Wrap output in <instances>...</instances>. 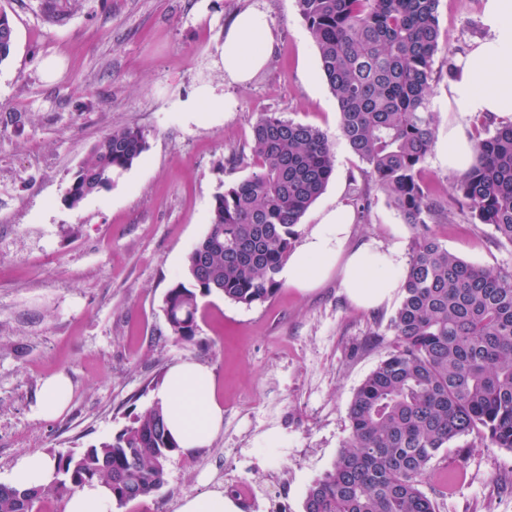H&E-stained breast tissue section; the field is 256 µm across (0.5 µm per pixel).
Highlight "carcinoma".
<instances>
[{
  "label": "carcinoma",
  "instance_id": "cac0c4a2",
  "mask_svg": "<svg viewBox=\"0 0 512 512\" xmlns=\"http://www.w3.org/2000/svg\"><path fill=\"white\" fill-rule=\"evenodd\" d=\"M77 0H40L45 18L64 22ZM314 41L321 76L337 102L340 135L404 223L414 229L402 298L386 332L384 360L348 408L350 436L331 468L309 486L303 512H436L421 486L432 461L475 436L512 451V271L472 265L433 231L446 208L434 202L421 170L434 141V57L447 50L440 0H295ZM15 34L0 11V65ZM472 162L456 173L450 200L512 244V121L481 122ZM255 171L214 196L205 238L187 255L183 279L164 303L171 335L196 336L201 299L218 294L246 307L270 300L293 250L297 226L335 170L326 132L276 112L262 114L249 144ZM146 150L141 130L111 129L74 172L71 209L112 186ZM179 450L160 402L98 444L58 453L49 490L0 484V512H42L95 481L117 508L141 502L165 481Z\"/></svg>",
  "mask_w": 512,
  "mask_h": 512
}]
</instances>
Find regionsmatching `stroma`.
Masks as SVG:
<instances>
[{
	"label": "stroma",
	"instance_id": "1",
	"mask_svg": "<svg viewBox=\"0 0 512 512\" xmlns=\"http://www.w3.org/2000/svg\"><path fill=\"white\" fill-rule=\"evenodd\" d=\"M254 6L274 51L265 69L235 83L215 62L226 23ZM0 9L15 31L0 65V479L27 453L52 456L115 434L156 401L171 365L192 359L214 373L223 427L209 448L172 455L163 487L122 512H180L186 498L216 486L234 496L240 479L268 493L243 512H269L275 501L303 512L309 486L349 437L353 393L389 351L384 330L399 296L359 307L337 268L317 287L285 285L257 306L212 295L191 343L171 335L164 312L168 287L209 230L214 194L254 170L248 159L222 170L224 159L246 147L266 112L317 126L334 145L335 173L299 236L365 188L373 203L355 215L348 248L410 247L412 229L382 191L366 188L340 136L337 103L295 0H81L61 24L45 20L39 0H0ZM481 12L482 0H440L453 52L434 64L436 138L476 125L448 108V59L485 37ZM203 85L232 97L236 110L186 111ZM120 126L140 128L146 151L109 190L68 208L73 172ZM434 231L464 260L512 270V245L468 210L449 209ZM59 374L71 381L70 403L58 418L40 417V385ZM459 463L463 481L442 495L441 476ZM422 489L437 512H512V451L472 437L453 442Z\"/></svg>",
	"mask_w": 512,
	"mask_h": 512
}]
</instances>
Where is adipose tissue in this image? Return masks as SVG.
I'll use <instances>...</instances> for the list:
<instances>
[{"instance_id":"adipose-tissue-1","label":"adipose tissue","mask_w":512,"mask_h":512,"mask_svg":"<svg viewBox=\"0 0 512 512\" xmlns=\"http://www.w3.org/2000/svg\"><path fill=\"white\" fill-rule=\"evenodd\" d=\"M482 22L489 35L459 59L458 73L448 83V101L464 115L489 112L501 118L512 115V0H483ZM272 53L265 17L250 8L229 24L219 65L231 80L246 82L269 63ZM351 227L349 208L337 204L291 253L282 273L290 285L310 288L341 266L349 298L376 308L400 287L403 256L397 247L371 243L345 251ZM159 401L171 436L188 454L209 447L224 422V411L214 398L213 373L193 360L170 367ZM54 479L53 461L40 452L20 458L7 475L8 483L19 488H46Z\"/></svg>"}]
</instances>
